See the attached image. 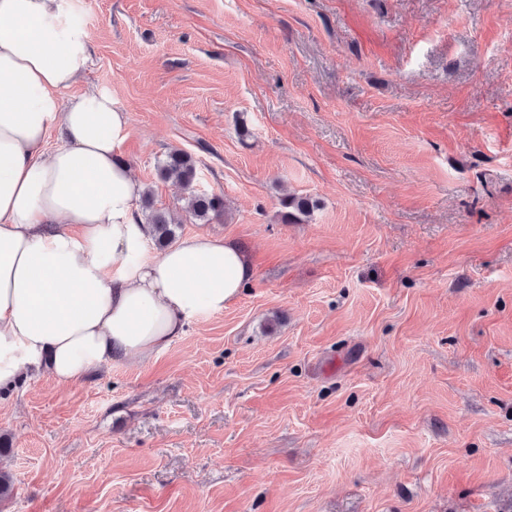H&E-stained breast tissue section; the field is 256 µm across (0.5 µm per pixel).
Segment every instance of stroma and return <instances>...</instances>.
Masks as SVG:
<instances>
[{"label":"stroma","instance_id":"1","mask_svg":"<svg viewBox=\"0 0 512 512\" xmlns=\"http://www.w3.org/2000/svg\"><path fill=\"white\" fill-rule=\"evenodd\" d=\"M76 96L172 149L253 278L166 350L0 401V512H512V0H69ZM307 195L310 218L283 223ZM281 205L286 210L282 215L286 224L303 221L318 208L317 200L307 196H288L281 201Z\"/></svg>","mask_w":512,"mask_h":512}]
</instances>
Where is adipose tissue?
I'll return each instance as SVG.
<instances>
[{"instance_id":"adipose-tissue-1","label":"adipose tissue","mask_w":512,"mask_h":512,"mask_svg":"<svg viewBox=\"0 0 512 512\" xmlns=\"http://www.w3.org/2000/svg\"><path fill=\"white\" fill-rule=\"evenodd\" d=\"M91 53L67 0H0V395L149 359L252 276L205 233L149 254L143 186L119 158L126 112L103 92L62 97Z\"/></svg>"}]
</instances>
